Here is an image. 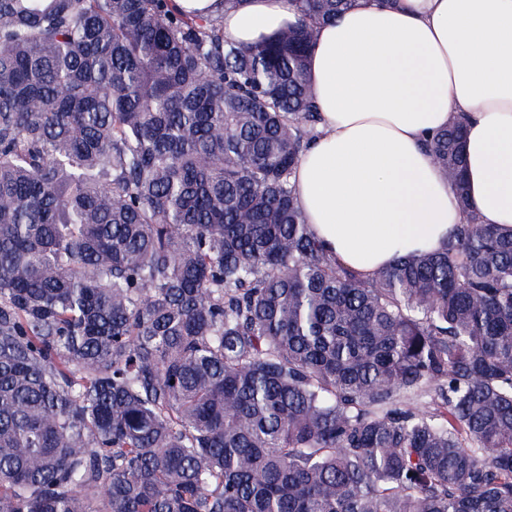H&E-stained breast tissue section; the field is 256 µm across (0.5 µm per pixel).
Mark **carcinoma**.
Instances as JSON below:
<instances>
[{
    "instance_id": "1",
    "label": "carcinoma",
    "mask_w": 512,
    "mask_h": 512,
    "mask_svg": "<svg viewBox=\"0 0 512 512\" xmlns=\"http://www.w3.org/2000/svg\"><path fill=\"white\" fill-rule=\"evenodd\" d=\"M0 0V512H512V226L365 279L292 182L320 26Z\"/></svg>"
}]
</instances>
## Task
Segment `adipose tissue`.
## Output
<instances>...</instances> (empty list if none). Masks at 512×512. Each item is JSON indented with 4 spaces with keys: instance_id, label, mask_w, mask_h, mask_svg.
Returning a JSON list of instances; mask_svg holds the SVG:
<instances>
[{
    "instance_id": "adipose-tissue-1",
    "label": "adipose tissue",
    "mask_w": 512,
    "mask_h": 512,
    "mask_svg": "<svg viewBox=\"0 0 512 512\" xmlns=\"http://www.w3.org/2000/svg\"><path fill=\"white\" fill-rule=\"evenodd\" d=\"M292 0H241L224 36L256 44L296 22ZM320 134L296 167L315 236L370 278L460 223L423 147L466 118L474 215L512 226V0H357L320 28L308 69Z\"/></svg>"
}]
</instances>
